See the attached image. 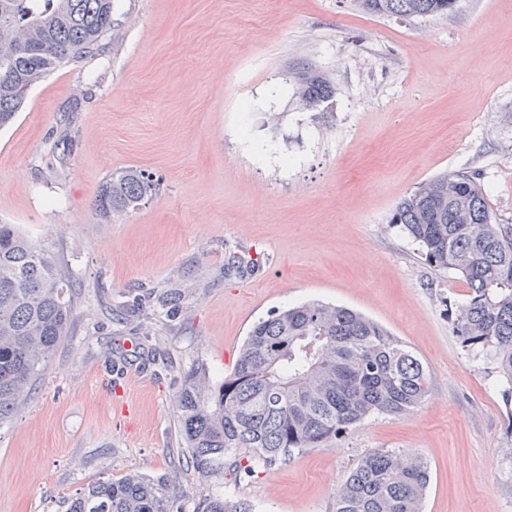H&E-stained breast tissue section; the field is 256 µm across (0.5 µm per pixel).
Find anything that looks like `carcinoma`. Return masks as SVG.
<instances>
[{"label":"carcinoma","instance_id":"1","mask_svg":"<svg viewBox=\"0 0 512 512\" xmlns=\"http://www.w3.org/2000/svg\"><path fill=\"white\" fill-rule=\"evenodd\" d=\"M455 0H358L372 15L426 17ZM112 27V0H0V128L50 72L98 54ZM303 101L334 96L331 81L304 67ZM155 190L152 175L123 171L99 186L102 220L134 209ZM473 176L444 174L404 198L392 216L426 261L470 288L453 332L490 356L512 400V225L496 224ZM68 284L50 248L0 223V423L10 420L47 369L71 320ZM428 395L422 361L385 327L343 306L307 302L252 328L232 370L215 383L198 367L174 396L181 453L205 475L225 466L243 477L351 430L373 413L410 414ZM428 463L394 449L363 456L336 490L335 512H421ZM165 476L130 472L87 487L64 512H182ZM194 512H253L204 495Z\"/></svg>","mask_w":512,"mask_h":512}]
</instances>
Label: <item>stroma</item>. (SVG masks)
Returning <instances> with one entry per match:
<instances>
[{"label":"stroma","instance_id":"1","mask_svg":"<svg viewBox=\"0 0 512 512\" xmlns=\"http://www.w3.org/2000/svg\"><path fill=\"white\" fill-rule=\"evenodd\" d=\"M335 88L295 94L303 65ZM512 0H457L429 17L356 0H112L105 48L55 70L0 130V221L56 254L72 317L27 404L0 424V512L63 500L134 470L184 506L227 495L256 512H334L371 450L425 458L423 512H512V404L493 361L448 317L469 294L391 216L427 180L472 174L512 224ZM156 189L98 218L113 174ZM176 292V316L157 314ZM309 301L355 309L426 365L410 415L251 478H199L179 452L184 373L230 371L251 327Z\"/></svg>","mask_w":512,"mask_h":512}]
</instances>
